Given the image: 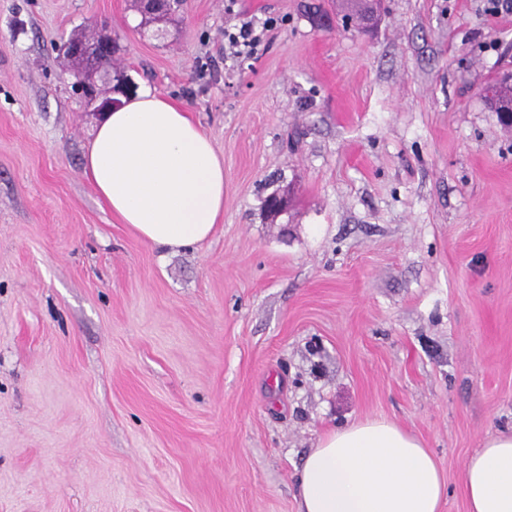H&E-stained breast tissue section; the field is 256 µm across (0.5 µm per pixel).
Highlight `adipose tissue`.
<instances>
[{"label":"adipose tissue","mask_w":512,"mask_h":512,"mask_svg":"<svg viewBox=\"0 0 512 512\" xmlns=\"http://www.w3.org/2000/svg\"><path fill=\"white\" fill-rule=\"evenodd\" d=\"M84 172L118 223L152 247L206 242L224 218V161L190 112L142 91L104 113ZM468 512H512V431L466 464ZM298 512H440L446 478L412 433L384 419L329 431L297 479Z\"/></svg>","instance_id":"obj_1"}]
</instances>
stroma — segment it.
Listing matches in <instances>:
<instances>
[{
	"mask_svg": "<svg viewBox=\"0 0 512 512\" xmlns=\"http://www.w3.org/2000/svg\"><path fill=\"white\" fill-rule=\"evenodd\" d=\"M0 0V512H297L322 433L366 418L463 472L512 429V70L491 0ZM273 20L247 59L224 33ZM224 160V219L170 255L86 177L59 46L94 23ZM290 189L286 213L263 204ZM341 3L344 12L342 16L343 24L349 21L359 25L370 17L373 11V3L369 0H343ZM511 79V80H510ZM512 74L504 75L499 81L491 85L488 89V94L485 96L490 107L495 112H499L500 119L502 118L501 112L503 107L501 106L504 101L512 102ZM506 120V119H505ZM507 121V120H506ZM505 122V121H504Z\"/></svg>",
	"mask_w": 512,
	"mask_h": 512,
	"instance_id": "35a3bbf8",
	"label": "stroma"
}]
</instances>
